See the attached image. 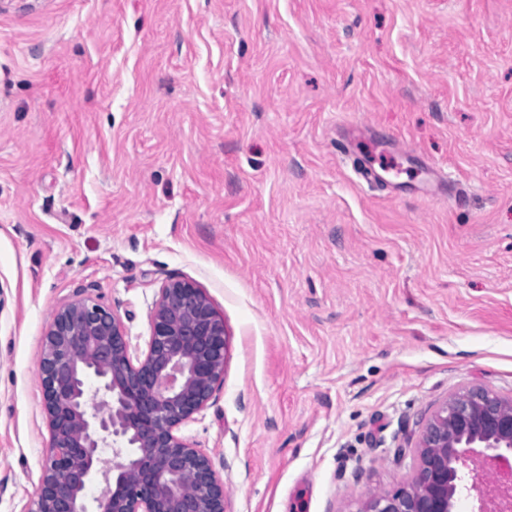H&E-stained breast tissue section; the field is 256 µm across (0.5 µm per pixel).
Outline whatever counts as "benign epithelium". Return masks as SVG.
<instances>
[{
	"label": "benign epithelium",
	"mask_w": 512,
	"mask_h": 512,
	"mask_svg": "<svg viewBox=\"0 0 512 512\" xmlns=\"http://www.w3.org/2000/svg\"><path fill=\"white\" fill-rule=\"evenodd\" d=\"M226 352L223 316L186 279L161 286L141 359L120 318L94 298L61 306L39 363L50 453L27 512H224V484L177 430L207 406ZM91 377L105 415L89 410ZM105 447L122 462L102 473L108 490L90 511L85 489ZM478 448L489 460L512 455V397L473 387L447 398L420 432L411 481L359 512H453L467 486L457 464Z\"/></svg>",
	"instance_id": "7a95c632"
}]
</instances>
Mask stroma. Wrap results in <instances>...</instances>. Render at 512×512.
Returning <instances> with one entry per match:
<instances>
[{
  "label": "stroma",
  "instance_id": "stroma-1",
  "mask_svg": "<svg viewBox=\"0 0 512 512\" xmlns=\"http://www.w3.org/2000/svg\"><path fill=\"white\" fill-rule=\"evenodd\" d=\"M172 277L224 317L178 434L226 512L406 484L451 393L512 395V0H0V512L53 313L141 354Z\"/></svg>",
  "mask_w": 512,
  "mask_h": 512
}]
</instances>
